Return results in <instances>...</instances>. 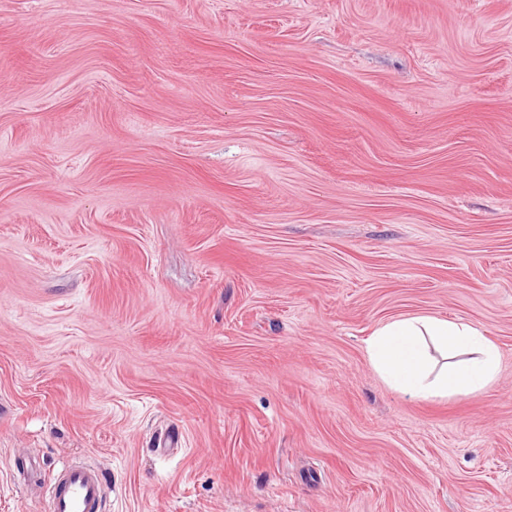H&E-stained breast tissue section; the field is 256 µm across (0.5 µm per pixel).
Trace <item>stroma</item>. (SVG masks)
<instances>
[{"instance_id": "35a3bbf8", "label": "stroma", "mask_w": 512, "mask_h": 512, "mask_svg": "<svg viewBox=\"0 0 512 512\" xmlns=\"http://www.w3.org/2000/svg\"><path fill=\"white\" fill-rule=\"evenodd\" d=\"M498 346L390 389L402 315ZM512 512V0H0V512ZM366 349L392 390L419 399L483 393L494 386L501 366L500 351L482 328L429 314L379 325ZM431 350L444 354L448 363L437 369ZM102 470L77 463L59 471L48 484L51 512H101L104 494Z\"/></svg>"}]
</instances>
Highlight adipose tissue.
<instances>
[{
  "instance_id": "obj_1",
  "label": "adipose tissue",
  "mask_w": 512,
  "mask_h": 512,
  "mask_svg": "<svg viewBox=\"0 0 512 512\" xmlns=\"http://www.w3.org/2000/svg\"><path fill=\"white\" fill-rule=\"evenodd\" d=\"M374 370L394 391L419 399L485 392L497 381V345L475 324L421 314L379 325L367 341Z\"/></svg>"
}]
</instances>
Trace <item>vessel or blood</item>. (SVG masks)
Returning a JSON list of instances; mask_svg holds the SVG:
<instances>
[{
    "label": "vessel or blood",
    "mask_w": 512,
    "mask_h": 512,
    "mask_svg": "<svg viewBox=\"0 0 512 512\" xmlns=\"http://www.w3.org/2000/svg\"><path fill=\"white\" fill-rule=\"evenodd\" d=\"M104 476L89 463L59 471L48 484L50 512H102Z\"/></svg>",
    "instance_id": "1"
}]
</instances>
